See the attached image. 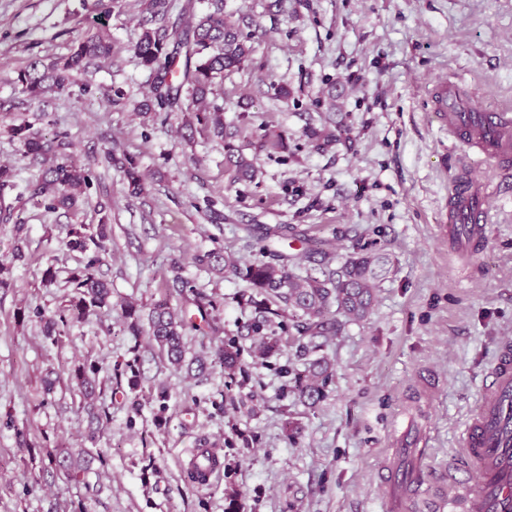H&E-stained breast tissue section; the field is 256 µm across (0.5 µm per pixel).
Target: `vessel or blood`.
Segmentation results:
<instances>
[{"mask_svg": "<svg viewBox=\"0 0 512 512\" xmlns=\"http://www.w3.org/2000/svg\"><path fill=\"white\" fill-rule=\"evenodd\" d=\"M470 90L445 80L432 91V110L448 138L458 147L466 166L452 180L448 202L443 209L449 240L476 247L488 236L493 201L512 172V112H486L469 105ZM487 166L477 176L474 161ZM463 462L476 472L467 484L449 475L448 512H512V340L502 343L491 369V381L463 430ZM404 481L410 496L432 512L435 503L428 497L420 473L391 472L385 484Z\"/></svg>", "mask_w": 512, "mask_h": 512, "instance_id": "obj_1", "label": "vessel or blood"}]
</instances>
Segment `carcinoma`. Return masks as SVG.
I'll return each mask as SVG.
<instances>
[{"instance_id":"cac0c4a2","label":"carcinoma","mask_w":512,"mask_h":512,"mask_svg":"<svg viewBox=\"0 0 512 512\" xmlns=\"http://www.w3.org/2000/svg\"><path fill=\"white\" fill-rule=\"evenodd\" d=\"M118 3L119 0H111L109 4L105 0H94L87 15L88 27L73 41L67 55L54 58L47 64L34 60L18 72L14 83L20 87V92L30 98H39L64 90L71 85L72 73H85L110 58L112 41L106 21L111 15V6ZM171 9V0H145L143 32L133 46V54L138 63L150 71L151 83L149 96L139 110L155 115L173 111L180 107L181 91L186 85L190 112L186 126L191 128L197 123L222 140L223 109L207 102V99L213 93L216 80L224 77V72L243 66L249 53L246 36L238 25L224 19V0H210L209 12L185 26L170 21ZM9 133L27 154L43 166L31 197L49 211L63 209L69 213L79 210L82 194L91 185L92 172L74 162L68 153L70 143L65 137L58 135L45 139L29 123L14 125L9 128ZM106 158L108 162L120 165L130 195L137 197L143 194L142 178L133 157L124 155L117 158L109 151ZM224 159L233 167L237 179L250 180L255 176L253 162L229 143L224 144ZM99 207L101 217L98 223L68 225L64 245L71 252L85 255V261L83 267L71 276L72 292L56 314L45 320L44 336L54 342L72 326L85 322L91 314L112 307L111 288L98 274L102 256L112 240V225L106 215L109 205L101 203ZM293 235L295 228L288 224L264 228L259 238L262 242L260 252L265 254L269 251L268 240L286 239ZM195 263L208 272L232 273L248 282L262 296L258 300L249 295V302L261 316V320L253 325V332L262 331L270 322V316H281L290 311L300 319L302 334L312 339L334 333L337 314L350 321L364 319L371 309L376 281L382 273L377 257L358 251L349 257L337 275L330 274L323 279L311 272L304 276L293 275L280 259L274 257L240 262L217 251H208L196 255ZM174 282L181 285L179 294H191L187 302L197 308L202 322L209 325L217 320L218 306L213 299L193 288L178 274ZM272 304L278 309H271ZM122 311L124 330L129 335L136 338L147 333L171 365H181L186 322L177 317L168 298L153 303L146 315L130 302L123 304ZM195 364L201 376L219 368L231 377L238 368V349L226 344L212 355L203 353L197 356ZM99 372L98 363L90 358L68 370L75 410L87 414L90 422L97 424L110 415L109 406L101 401L103 388L98 381ZM114 372L115 378L127 379L129 390L134 391L139 386L138 358L114 367ZM330 372V364L324 358L304 363V369L298 375L300 396L310 404L319 402L324 397ZM86 442L89 447L80 449L76 454L64 448L47 453L48 468L62 471L76 480L88 472L93 461L105 462L101 451L97 450L99 435L95 428H89Z\"/></svg>"}]
</instances>
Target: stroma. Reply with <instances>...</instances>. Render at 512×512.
I'll list each match as a JSON object with an SVG mask.
<instances>
[{
    "label": "stroma",
    "mask_w": 512,
    "mask_h": 512,
    "mask_svg": "<svg viewBox=\"0 0 512 512\" xmlns=\"http://www.w3.org/2000/svg\"><path fill=\"white\" fill-rule=\"evenodd\" d=\"M142 11V0H122L108 21L111 59L74 74L69 89L32 100L14 83L18 71L67 54L88 11L82 0H0V164L15 173L0 187V207L13 209L12 220L0 219V264L15 282L0 292V512H68L78 497L87 512H385L379 469L395 428L411 422L426 433L434 450L426 470L440 477L459 456L501 342L512 340V192L494 201L476 262L449 248L438 221L456 151L429 98L456 74L482 107L512 109V0H224L252 51L225 74L213 101L224 109L229 141L256 162L252 182L234 180L208 133L183 139L184 112L136 114L150 89L131 51ZM85 82L92 95H80ZM280 86L287 97L277 95ZM23 122L67 134L72 157L92 170L89 202L77 214L31 200L41 166L8 132ZM323 130L335 141L318 145L313 134ZM265 132L281 135L284 148H261ZM110 148L136 159L140 197L107 163ZM100 201L112 204V242L98 272L114 306L54 344L44 320L81 264L64 247L65 227L97 223ZM278 224L298 230L276 246L293 271L317 267L310 242L320 237L334 240L331 268L360 248L387 261L368 318L341 322L320 348L333 372L313 406L298 396L308 341L295 318L273 317L282 346L256 358L248 283L194 261L216 248L243 262L257 258L255 233ZM50 264L56 280L46 288ZM178 274L219 307L216 329L187 331L188 355L235 342L234 377L174 370L148 337L124 331L125 301L146 312L166 297L178 317H193L173 286ZM136 353L141 386L112 390L105 464H94L83 483L47 470L46 452L82 447L89 427L72 407L68 369L88 357L108 369ZM48 376L59 384L46 405ZM157 380L169 387L162 412L151 399ZM19 426L31 447L20 446ZM203 441L218 448L221 470L209 486H191L185 470ZM148 465L155 475L144 476Z\"/></svg>",
    "instance_id": "obj_1"
}]
</instances>
